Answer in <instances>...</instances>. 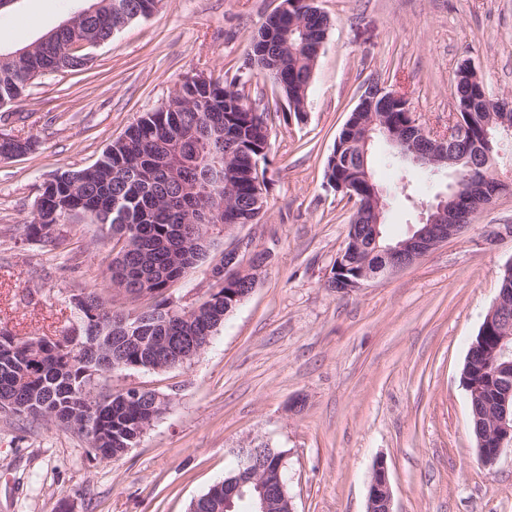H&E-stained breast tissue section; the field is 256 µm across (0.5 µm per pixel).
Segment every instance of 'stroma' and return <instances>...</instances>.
<instances>
[{
  "label": "stroma",
  "mask_w": 512,
  "mask_h": 512,
  "mask_svg": "<svg viewBox=\"0 0 512 512\" xmlns=\"http://www.w3.org/2000/svg\"><path fill=\"white\" fill-rule=\"evenodd\" d=\"M282 0H160L92 49L86 70L36 79L0 121L31 142L0 161V329L53 338L76 324L75 301L137 302L113 291L115 240L90 215L56 225L49 242L26 231L46 182L93 164L195 74L226 80L254 32ZM331 26L311 78L303 121L268 111L277 87L257 74L243 92L269 129L266 213L232 224L169 290L182 305L211 286L212 265L238 249L271 258L254 291L191 362L104 373L93 392L137 386L166 412L116 461L95 458L82 435L0 411V512H189L221 480L236 449L285 454L294 512H366L373 466L385 460L394 512H512V447L490 469L477 460L461 374L469 346L512 261V190L471 227L414 266L355 292L327 280L349 231L351 203L324 178L336 136L374 81L406 93L414 118L445 129L451 84L471 63L490 94L512 96V0H316ZM82 0H16L0 12V50L23 47L67 20ZM371 144L387 193L384 231L405 237L443 184L405 199L418 171L387 165ZM496 239H488L489 231Z\"/></svg>",
  "instance_id": "1"
}]
</instances>
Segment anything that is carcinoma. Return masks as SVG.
<instances>
[{"label":"carcinoma","mask_w":512,"mask_h":512,"mask_svg":"<svg viewBox=\"0 0 512 512\" xmlns=\"http://www.w3.org/2000/svg\"><path fill=\"white\" fill-rule=\"evenodd\" d=\"M157 0H94L98 8L82 18L75 29L61 28L48 42L30 44V51L18 59H0V100H15L28 84L46 74L75 72L86 68L82 44L104 43L124 25L148 16ZM293 3L297 21L289 35L282 26L271 23L277 34L272 39H251V60L256 71L279 84L288 99V112L299 116L307 106L312 70L315 65V43L329 29V18L308 0H287ZM238 77L226 83L217 82L197 92L207 101V108L195 112H149L131 125L102 153L97 161L78 170H65L50 195L52 205L41 211L27 225L28 236L38 241L52 239V231L66 209L90 214L107 224L121 248L112 260V289L140 298L137 283L144 266L161 273L149 286L154 291V303L140 308L143 319L131 331L112 323L113 312L106 308L102 295L88 293L86 309L80 311V321L97 317L103 321L99 333L102 344L122 360L121 370H153L158 366L157 355L164 347L161 339L168 337L171 346L195 340L205 347L215 330L214 315L204 314L192 323L172 319L166 327L156 325L150 314L167 303V291L186 271L178 255L187 252L186 243L178 238L176 229L187 224L190 213L203 206L202 201L164 194L165 176L152 166L154 142L172 131L173 123L182 126L218 124L233 131L234 146L228 158L237 171L234 184L235 204L240 213L252 212L255 196L254 181L267 185L269 137L263 118L242 100L240 92L231 87ZM394 128L409 121L404 105L392 103L376 108ZM361 164L356 147L344 149L339 158L328 157L325 166L327 184L345 183L352 179ZM242 286L239 280L213 282L217 289L215 312L224 313V293H233ZM85 333L65 334L59 339L46 340L40 361L30 360L28 350L19 349L9 356L0 354V398L17 402L47 404L55 411L57 421L65 426L83 410L92 411L96 427L105 439L104 447L112 449V459L121 458L143 435L150 422L164 413L153 399L156 392L142 391L134 399L123 389L93 393L92 377L105 369L97 368L91 359L81 355L78 345L86 344Z\"/></svg>","instance_id":"1"}]
</instances>
